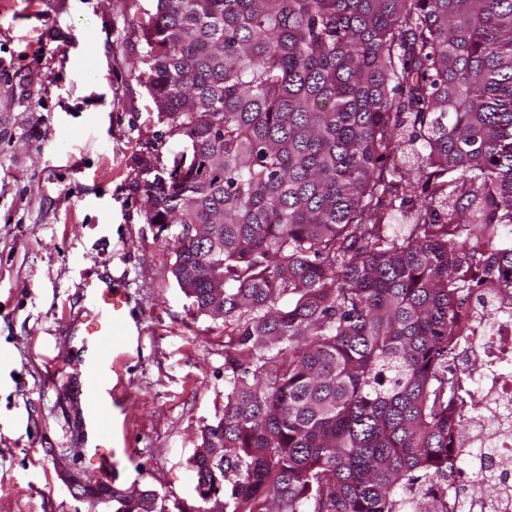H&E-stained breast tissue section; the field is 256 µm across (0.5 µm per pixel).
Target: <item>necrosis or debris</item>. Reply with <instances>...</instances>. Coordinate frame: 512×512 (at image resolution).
<instances>
[{"label":"necrosis or debris","mask_w":512,"mask_h":512,"mask_svg":"<svg viewBox=\"0 0 512 512\" xmlns=\"http://www.w3.org/2000/svg\"><path fill=\"white\" fill-rule=\"evenodd\" d=\"M464 325L471 348L465 373L469 387L471 440L496 445L495 466L512 480V306L473 305Z\"/></svg>","instance_id":"1"}]
</instances>
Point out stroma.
Here are the masks:
<instances>
[{"label":"stroma","instance_id":"35a3bbf8","mask_svg":"<svg viewBox=\"0 0 512 512\" xmlns=\"http://www.w3.org/2000/svg\"><path fill=\"white\" fill-rule=\"evenodd\" d=\"M154 0H0V512L199 503L190 459L224 410V323L172 274L177 227L146 221L135 161L179 140L137 78ZM141 320L117 386L113 478L86 458L74 360L88 281ZM122 503L125 508L118 512H161L163 500L156 494L142 493Z\"/></svg>","mask_w":512,"mask_h":512}]
</instances>
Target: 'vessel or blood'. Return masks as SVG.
I'll return each mask as SVG.
<instances>
[{"label": "vessel or blood", "mask_w": 512, "mask_h": 512, "mask_svg": "<svg viewBox=\"0 0 512 512\" xmlns=\"http://www.w3.org/2000/svg\"><path fill=\"white\" fill-rule=\"evenodd\" d=\"M86 299L79 355V373L83 379L81 398L84 424L92 439L88 460L103 470L112 466V451L105 446L112 436V407L116 402L112 381L140 322L125 290L115 287L110 280L100 279Z\"/></svg>", "instance_id": "1"}]
</instances>
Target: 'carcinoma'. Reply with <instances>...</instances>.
<instances>
[{"label": "carcinoma", "mask_w": 512, "mask_h": 512, "mask_svg": "<svg viewBox=\"0 0 512 512\" xmlns=\"http://www.w3.org/2000/svg\"><path fill=\"white\" fill-rule=\"evenodd\" d=\"M146 87L182 142L142 156L149 224H198L173 275L224 280V411L177 512H449L458 319L512 302V0H156ZM142 493L121 512H160Z\"/></svg>", "instance_id": "carcinoma-1"}]
</instances>
